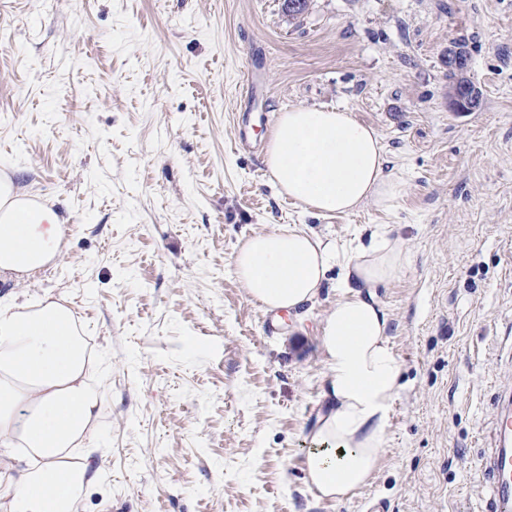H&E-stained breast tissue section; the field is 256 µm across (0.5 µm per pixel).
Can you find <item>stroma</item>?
I'll list each match as a JSON object with an SVG mask.
<instances>
[{"instance_id":"obj_1","label":"stroma","mask_w":512,"mask_h":512,"mask_svg":"<svg viewBox=\"0 0 512 512\" xmlns=\"http://www.w3.org/2000/svg\"><path fill=\"white\" fill-rule=\"evenodd\" d=\"M453 44L477 111L450 105ZM299 105L378 131L405 181L394 209L318 217L278 194L264 148ZM1 172L64 219L26 298L69 300L104 392L102 473L78 512H492L480 464L512 385V0H310L297 18L282 0H0ZM291 224L340 245L390 226L409 250L377 291L401 387L344 502L306 483L338 270L278 318L233 265L242 238Z\"/></svg>"}]
</instances>
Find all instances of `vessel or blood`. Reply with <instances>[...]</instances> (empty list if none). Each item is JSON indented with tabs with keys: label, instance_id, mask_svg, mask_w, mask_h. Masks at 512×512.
Returning a JSON list of instances; mask_svg holds the SVG:
<instances>
[{
	"label": "vessel or blood",
	"instance_id": "1",
	"mask_svg": "<svg viewBox=\"0 0 512 512\" xmlns=\"http://www.w3.org/2000/svg\"><path fill=\"white\" fill-rule=\"evenodd\" d=\"M495 446L482 470L491 483L494 512H512V387L502 386L494 417Z\"/></svg>",
	"mask_w": 512,
	"mask_h": 512
}]
</instances>
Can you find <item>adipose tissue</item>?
I'll list each match as a JSON object with an SVG mask.
<instances>
[{"label": "adipose tissue", "instance_id": "1", "mask_svg": "<svg viewBox=\"0 0 512 512\" xmlns=\"http://www.w3.org/2000/svg\"><path fill=\"white\" fill-rule=\"evenodd\" d=\"M378 132L351 112L294 107L280 113L265 165L282 196L317 215L371 202L395 206L403 181L386 168ZM53 206L0 177V278L23 281L60 252ZM408 249L392 230L373 231L346 253L291 226L247 237L233 258L250 300L293 313L314 301L330 266L342 297L322 322L329 411L306 460L316 498L343 501L371 479L386 444V419L401 363L377 288L399 277ZM92 356L65 299L0 300V512H76L99 469L103 393L89 382Z\"/></svg>", "mask_w": 512, "mask_h": 512}]
</instances>
